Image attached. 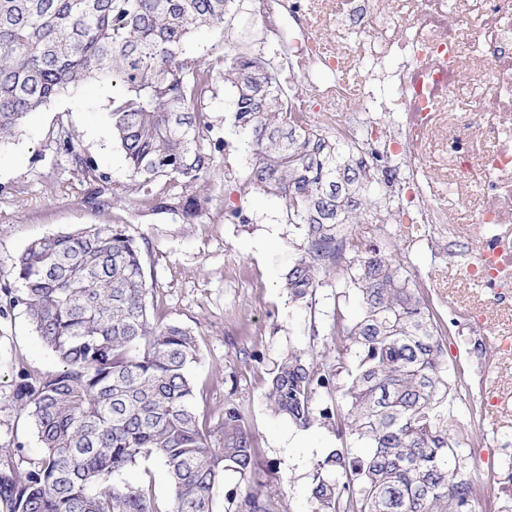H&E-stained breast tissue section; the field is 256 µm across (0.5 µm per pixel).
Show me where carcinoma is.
Listing matches in <instances>:
<instances>
[{"label": "carcinoma", "mask_w": 512, "mask_h": 512, "mask_svg": "<svg viewBox=\"0 0 512 512\" xmlns=\"http://www.w3.org/2000/svg\"><path fill=\"white\" fill-rule=\"evenodd\" d=\"M231 0H0V148L28 117L65 93L98 82L117 91L106 119L128 164L139 202L192 221L186 189L214 173L207 100L217 78L233 93L234 127L250 139L249 182L284 200L306 246L288 271L296 301L336 284L358 293L360 312L336 315L329 335L349 340L347 413L336 431L367 452L331 451L317 464L315 512H469L458 480L459 419L448 412V362L427 303L404 264L362 252L336 265V234L376 206V177L353 147L296 119L281 66L262 55L203 58L188 47L204 26H221ZM83 178L87 196L107 205L97 163L64 125L50 141ZM17 287L0 288V315L18 306L60 369L35 373L20 361L9 405L31 420L42 451L0 448V512H214L228 470L256 471L254 436L243 408L224 404L223 446L199 426L190 367L201 361L193 332L153 319L137 240L122 224H93L30 242L12 260ZM318 379L290 350L268 383L274 413L299 428L315 420ZM151 456L168 467L172 499L163 508L146 481L117 476ZM234 512H273L247 492Z\"/></svg>", "instance_id": "obj_1"}]
</instances>
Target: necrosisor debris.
Instances as JSON below:
<instances>
[{"instance_id": "obj_1", "label": "necrosis or debris", "mask_w": 512, "mask_h": 512, "mask_svg": "<svg viewBox=\"0 0 512 512\" xmlns=\"http://www.w3.org/2000/svg\"><path fill=\"white\" fill-rule=\"evenodd\" d=\"M319 2L313 10L308 0H254L259 47L289 66L366 72L358 94L340 84L326 93L342 114L332 136L357 150L390 200L385 218L371 225L372 241L399 236L441 256L473 254L454 270L482 294L480 304L455 310V333L468 339L475 375L456 440L474 460L491 462L495 483L512 486V459H489L497 438L471 443L487 408L512 405L489 376L512 356V333L488 327L492 312L512 304V0ZM330 23L353 34L333 51L321 38ZM388 78L397 89L389 101L371 90ZM429 154L440 160L433 174ZM452 198L467 209L465 223L449 222Z\"/></svg>"}]
</instances>
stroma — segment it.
<instances>
[{
  "label": "stroma",
  "mask_w": 512,
  "mask_h": 512,
  "mask_svg": "<svg viewBox=\"0 0 512 512\" xmlns=\"http://www.w3.org/2000/svg\"><path fill=\"white\" fill-rule=\"evenodd\" d=\"M259 28L252 0H237L225 24L198 30L190 47L197 56L230 51ZM231 101L230 88L221 86L210 103L209 138L221 150L215 174L191 189L203 206L202 217L192 222L138 203L124 155L104 117L109 99L101 90L80 88L31 114L23 135L5 152L10 166L0 169V287L13 283L11 261L35 239L93 224L125 225L141 244L156 318L191 328L199 341L202 360L190 373L201 424L216 428L225 402L232 401L245 409L256 437L254 478L247 483L226 472L214 491L215 512H229L232 497L248 490L271 498L275 512H313L311 488L318 463L336 448L352 457L365 450L353 438L338 436L331 420L320 418L301 430L274 414L266 400L267 385L282 357L296 350L312 356L329 380L318 393L319 408L346 406L347 370L355 348L337 342L328 329L338 315L353 321L359 302L349 288L319 289L310 306L289 296L285 275L304 246L303 236L289 224L282 200L249 186L250 148L233 126ZM60 123L107 175V188L119 193V200L101 209L86 204L88 182L47 147ZM236 207L250 216V223H225V210ZM383 253L412 274L431 277L435 292L449 306L478 294L441 278L440 261L427 249L397 238ZM18 357L41 372L59 367L19 307L0 318V448L19 443L36 455L41 448L30 419L4 401L11 364Z\"/></svg>",
  "instance_id": "1"
}]
</instances>
